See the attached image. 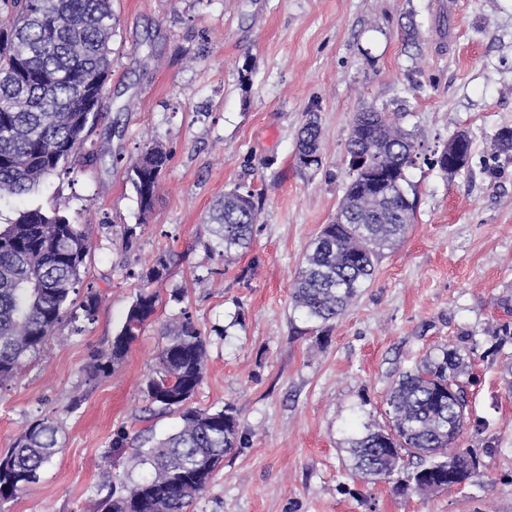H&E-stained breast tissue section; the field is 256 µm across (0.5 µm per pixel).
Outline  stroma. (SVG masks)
Returning <instances> with one entry per match:
<instances>
[{
	"instance_id": "35a3bbf8",
	"label": "stroma",
	"mask_w": 512,
	"mask_h": 512,
	"mask_svg": "<svg viewBox=\"0 0 512 512\" xmlns=\"http://www.w3.org/2000/svg\"><path fill=\"white\" fill-rule=\"evenodd\" d=\"M112 13L111 110L37 192L0 201L4 219L39 206L90 225L70 298L102 297L94 320L63 322L0 384L1 453L39 419L62 445L0 512H90L103 484L148 475L112 440L123 431L155 443L177 429L142 388L165 325L184 315L208 340L193 406H233L248 438L192 512H512V153L493 148L512 128V0H112ZM368 106L401 113L424 152L463 131L471 153L453 175L409 170L416 210L404 239L344 315L314 323L294 310L291 285L336 216L353 118ZM312 109L315 172L295 157ZM149 142L171 160L144 216L126 169ZM238 183L262 205L252 247L228 257L208 215ZM160 257L154 321L119 368L88 380ZM442 347L464 358L470 422L458 445L481 453L480 475L424 498L354 476L347 437L385 424L398 373Z\"/></svg>"
}]
</instances>
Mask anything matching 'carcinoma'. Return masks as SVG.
<instances>
[{
	"mask_svg": "<svg viewBox=\"0 0 512 512\" xmlns=\"http://www.w3.org/2000/svg\"><path fill=\"white\" fill-rule=\"evenodd\" d=\"M13 14L0 26V198L28 195L77 156L98 116L108 111L106 80L111 67V0H0ZM403 116L373 108L356 113L346 152L364 156L375 148L381 163L348 166L338 208L347 224H327L313 241L292 286L293 308L326 324L339 317L371 281L384 251L393 248L414 219L407 173L420 145ZM467 134L458 133L424 161L448 172L470 155ZM296 160L304 170L322 165L321 127L306 113L297 134ZM170 153L146 145L127 168L141 214L155 204ZM259 202L254 190L237 184L213 205L224 255L252 243ZM89 251L84 227L58 211L27 209L0 226V384L16 376L27 354L54 334L72 304ZM167 263L158 258L141 279L143 289L130 306L110 347L87 367L90 375L110 374L123 363L142 328L157 312L159 295L149 285L162 279ZM101 297L90 292L79 305L91 321ZM156 356L155 375L143 393L161 413L180 419L177 431L134 455L151 466L140 481L109 487L95 512H188L210 485L224 456L247 442L233 408L210 411L190 405L206 370L208 343L188 315L169 323ZM462 358L454 349L425 355L393 380L386 395L384 426H365L346 439L352 472L364 479L398 475L397 490L427 496L448 490V456L458 447L469 410L448 396L459 385ZM59 428L48 419L30 423L0 454V498H14L39 479L60 451Z\"/></svg>",
	"mask_w": 512,
	"mask_h": 512,
	"instance_id": "carcinoma-1",
	"label": "carcinoma"
}]
</instances>
